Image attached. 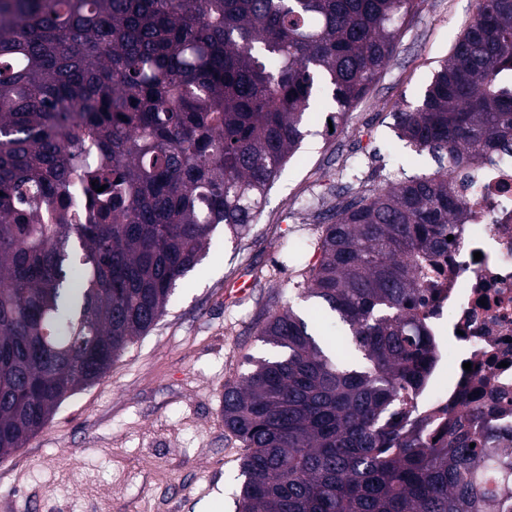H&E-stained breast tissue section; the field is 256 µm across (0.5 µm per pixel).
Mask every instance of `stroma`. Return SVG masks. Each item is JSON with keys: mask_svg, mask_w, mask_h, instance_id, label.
Returning a JSON list of instances; mask_svg holds the SVG:
<instances>
[{"mask_svg": "<svg viewBox=\"0 0 512 512\" xmlns=\"http://www.w3.org/2000/svg\"><path fill=\"white\" fill-rule=\"evenodd\" d=\"M477 4L424 0L336 133L325 135V113H312L309 137L249 231L216 230L157 323L0 463V512H235L244 448L224 428V387L248 356L264 354L257 333L270 314L309 310L294 284L320 260L308 240L334 221L319 198L340 172L381 188L435 170L392 131L391 114L425 90ZM288 246L296 260H286Z\"/></svg>", "mask_w": 512, "mask_h": 512, "instance_id": "1", "label": "stroma"}]
</instances>
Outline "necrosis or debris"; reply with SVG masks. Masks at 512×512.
I'll return each instance as SVG.
<instances>
[{"label":"necrosis or debris","mask_w":512,"mask_h":512,"mask_svg":"<svg viewBox=\"0 0 512 512\" xmlns=\"http://www.w3.org/2000/svg\"><path fill=\"white\" fill-rule=\"evenodd\" d=\"M454 181L466 219L456 246L421 273L418 310L435 355L409 416L442 417L464 402L512 429V144Z\"/></svg>","instance_id":"1"}]
</instances>
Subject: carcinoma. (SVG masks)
<instances>
[{
    "label": "carcinoma",
    "instance_id": "obj_1",
    "mask_svg": "<svg viewBox=\"0 0 512 512\" xmlns=\"http://www.w3.org/2000/svg\"><path fill=\"white\" fill-rule=\"evenodd\" d=\"M422 0H0V463L163 315L219 225L239 236L329 106L333 126L393 58ZM512 0H479L420 98L392 113L430 174L360 185L311 241L274 360L224 386L245 448L237 512H512L493 429L433 432L408 405L433 360L414 264L464 220L448 175L512 140ZM105 186L101 192L96 188ZM87 194L81 213L74 194Z\"/></svg>",
    "mask_w": 512,
    "mask_h": 512
}]
</instances>
